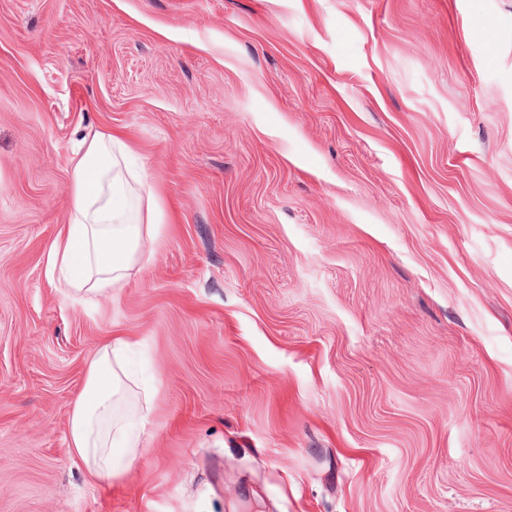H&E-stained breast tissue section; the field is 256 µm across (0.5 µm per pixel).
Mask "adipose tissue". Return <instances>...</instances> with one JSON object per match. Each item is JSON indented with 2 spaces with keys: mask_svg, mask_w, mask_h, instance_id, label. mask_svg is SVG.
Masks as SVG:
<instances>
[{
  "mask_svg": "<svg viewBox=\"0 0 512 512\" xmlns=\"http://www.w3.org/2000/svg\"><path fill=\"white\" fill-rule=\"evenodd\" d=\"M71 180L68 222L55 239L48 268L63 298L95 300L124 288L131 270L149 263L166 214L157 185L137 152L119 133L97 134L83 144ZM133 339L116 336L91 362L70 417V446L92 480L124 476L143 445L153 392L130 403L122 357Z\"/></svg>",
  "mask_w": 512,
  "mask_h": 512,
  "instance_id": "ef3b65f1",
  "label": "adipose tissue"
}]
</instances>
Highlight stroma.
Masks as SVG:
<instances>
[{"label":"stroma","instance_id":"35a3bbf8","mask_svg":"<svg viewBox=\"0 0 512 512\" xmlns=\"http://www.w3.org/2000/svg\"><path fill=\"white\" fill-rule=\"evenodd\" d=\"M123 131L171 222L48 273ZM156 377L90 481L100 344ZM0 512H512V0H0ZM137 344L125 336L104 343L91 362L86 382L74 399L70 448L94 481L124 476L150 422L152 388L144 386L143 404L130 403L122 357Z\"/></svg>","mask_w":512,"mask_h":512}]
</instances>
